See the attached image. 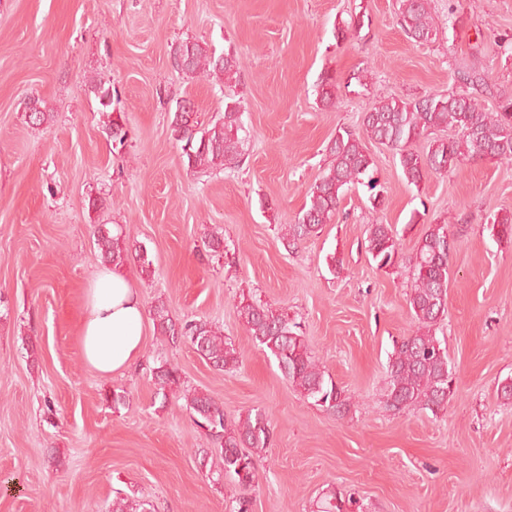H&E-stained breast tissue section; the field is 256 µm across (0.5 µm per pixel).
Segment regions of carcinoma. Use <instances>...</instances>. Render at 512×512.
Returning a JSON list of instances; mask_svg holds the SVG:
<instances>
[{"label":"carcinoma","mask_w":512,"mask_h":512,"mask_svg":"<svg viewBox=\"0 0 512 512\" xmlns=\"http://www.w3.org/2000/svg\"><path fill=\"white\" fill-rule=\"evenodd\" d=\"M397 17L407 37L419 44L437 35L428 0H399ZM171 57L177 69L189 77L222 82L233 79L239 71V60L234 54L217 55L194 41L173 45ZM337 89L336 75H324L317 100L325 108L334 106ZM94 93L101 112L109 117L107 130L112 144L124 146L127 131L122 116L115 114L112 107V88L98 83ZM52 118L53 113L43 99L32 97L26 103L28 125L42 126ZM241 128L242 113L236 106H226L222 116L203 126L186 100L177 104L171 121L172 134L182 143V157L190 171L238 163ZM446 130L451 134L434 138L421 151L414 148L422 137ZM367 139L396 151L405 180L416 187L425 175L446 172L465 161L511 160L512 94H500L490 111L479 107L464 90L375 103L364 114L362 132L344 129L328 142L329 165L309 186V202L294 223L281 225L282 238L289 246L295 248L317 236L323 225L330 223L342 197L355 184L367 187L372 210L377 211L384 205V190L376 177L374 160L365 144ZM487 229L497 239L512 242V214L493 215L488 219ZM367 232V253L378 267L393 266L400 249L396 229L377 222L369 225ZM93 235L104 263L121 267L134 254L140 271L151 273L152 261L147 250L141 246L132 249L123 231L114 233L105 224H95ZM452 247L446 224L429 225L416 246L409 298L416 330L395 348L388 364L386 406L394 411L419 406L437 414L447 410L454 395L455 380L449 367L447 347L435 335V326L448 308V259ZM237 309L255 345L276 358L283 376L305 398L333 414L339 415L348 409L349 397L320 368L288 312L243 293L239 295ZM152 314L160 335L174 345L185 340L190 342L213 368L223 370L239 363L236 348L224 340L219 329L204 321H179L162 303L153 306ZM152 376L157 393L164 397L181 385L179 369L166 360L152 369ZM185 399L194 423L220 446L223 467L216 479L229 477L241 486L255 485L258 462L271 437L267 413L257 409L232 422L227 420L224 406L208 394L195 390L185 394ZM141 507L142 503L129 495L112 501V512H142ZM323 512H362V505L354 498L340 502L331 500Z\"/></svg>","instance_id":"cac0c4a2"}]
</instances>
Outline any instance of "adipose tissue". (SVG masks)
Wrapping results in <instances>:
<instances>
[{
	"instance_id": "adipose-tissue-1",
	"label": "adipose tissue",
	"mask_w": 512,
	"mask_h": 512,
	"mask_svg": "<svg viewBox=\"0 0 512 512\" xmlns=\"http://www.w3.org/2000/svg\"><path fill=\"white\" fill-rule=\"evenodd\" d=\"M86 305L80 332L86 362L104 377L129 368L144 340V308L137 288L105 267L89 281Z\"/></svg>"
}]
</instances>
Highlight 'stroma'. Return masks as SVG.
Returning a JSON list of instances; mask_svg holds the SVG:
<instances>
[{"label":"stroma","instance_id":"stroma-1","mask_svg":"<svg viewBox=\"0 0 512 512\" xmlns=\"http://www.w3.org/2000/svg\"><path fill=\"white\" fill-rule=\"evenodd\" d=\"M428 3L438 34L417 44L397 22L398 0H0V512H111L119 492L146 512H232L240 497L250 512H319L332 493L365 512H512V402L498 393L512 380V243L487 229L488 217L512 212V161L466 163L413 187L394 152L371 141L383 210L358 185L318 236L294 250L280 237L325 169L328 141L360 131L376 101L466 88L489 110L512 91V0ZM355 14L360 29L337 40ZM185 40L236 54V78L177 70L170 50ZM329 71L340 87L325 111L316 86ZM468 73L485 85L465 86ZM99 81L118 100L124 147L107 133L91 90ZM31 95L46 101L49 124H26ZM183 99L204 124L237 103L239 164L187 171L171 132ZM378 221L401 239L391 269L365 250ZM435 223L456 245L435 328L456 391L444 413H398L383 404L388 358L415 328L412 257ZM96 224L146 248L151 275L133 259L122 268L144 308L161 301L176 318L219 327L240 364L216 370L149 320L133 366L109 378L92 369L80 329L103 265ZM215 230L219 257L205 246ZM243 292L299 323L349 396L345 415L305 399L253 343L236 309ZM161 359L181 373L165 399L151 376ZM195 389L228 419L269 414L257 486L213 482L220 454L184 399ZM200 448L211 451L204 466Z\"/></svg>","mask_w":512,"mask_h":512}]
</instances>
